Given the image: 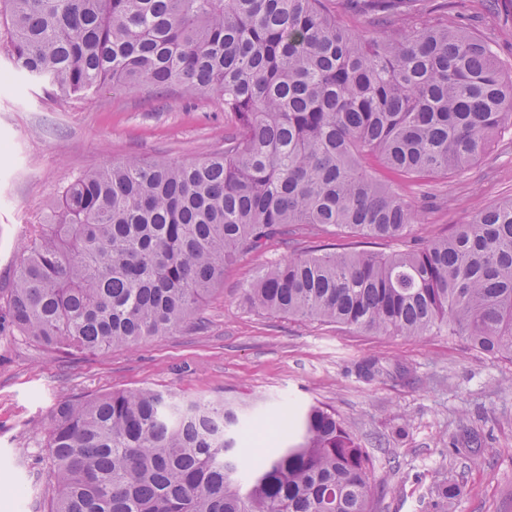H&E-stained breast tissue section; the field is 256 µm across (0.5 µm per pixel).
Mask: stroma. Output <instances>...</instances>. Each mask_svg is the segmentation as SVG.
<instances>
[{
  "mask_svg": "<svg viewBox=\"0 0 512 512\" xmlns=\"http://www.w3.org/2000/svg\"><path fill=\"white\" fill-rule=\"evenodd\" d=\"M460 25L487 40L512 74V0H437L394 19L411 31ZM0 512H47L52 478L42 430L54 407L84 395L150 387L250 404L249 454L267 450L285 409L332 408L375 459L371 512H512V361L461 338L353 331L250 309L242 290L267 263L336 244L388 254L404 243L296 230L224 270L194 319L168 336L102 354L40 345L13 329L6 308L18 258L80 172L129 157L187 161L223 147L224 108L179 84L109 86L62 98L14 73L0 47ZM422 214L408 240L423 243L512 197V116L465 171L400 180ZM407 240V241H408ZM376 363L368 377L365 364ZM478 435L471 450L461 433ZM460 486L442 498L441 486Z\"/></svg>",
  "mask_w": 512,
  "mask_h": 512,
  "instance_id": "1",
  "label": "stroma"
}]
</instances>
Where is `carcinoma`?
<instances>
[{
    "label": "carcinoma",
    "instance_id": "obj_1",
    "mask_svg": "<svg viewBox=\"0 0 512 512\" xmlns=\"http://www.w3.org/2000/svg\"><path fill=\"white\" fill-rule=\"evenodd\" d=\"M412 0H363L369 16ZM15 71L65 96L184 85L224 106V147L78 174L17 261L13 328L75 352L133 348L194 318L224 268L306 225L398 241L392 177L462 172L512 111V75L462 28L363 38L323 0H0ZM248 306L512 359V199L392 254L311 251L264 269ZM245 404L153 389L59 403L43 426L49 512H370L373 456L336 412L281 415L241 453Z\"/></svg>",
    "mask_w": 512,
    "mask_h": 512
}]
</instances>
